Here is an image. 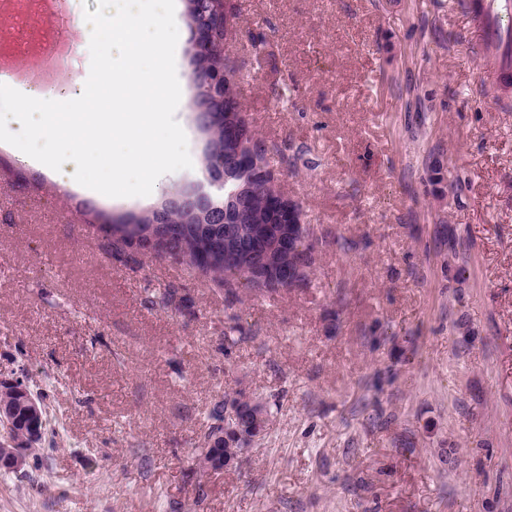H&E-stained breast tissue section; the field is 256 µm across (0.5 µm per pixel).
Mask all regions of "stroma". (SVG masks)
<instances>
[{
    "label": "stroma",
    "mask_w": 512,
    "mask_h": 512,
    "mask_svg": "<svg viewBox=\"0 0 512 512\" xmlns=\"http://www.w3.org/2000/svg\"><path fill=\"white\" fill-rule=\"evenodd\" d=\"M224 47L315 227L305 284L256 294L113 255L105 203L0 151V373L46 393L54 449L0 512H512V87L451 0H234ZM186 149L165 192L207 188ZM174 289L172 305L153 296ZM267 407L241 464L193 470L215 400Z\"/></svg>",
    "instance_id": "stroma-1"
}]
</instances>
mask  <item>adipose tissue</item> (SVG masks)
<instances>
[{
    "label": "adipose tissue",
    "instance_id": "1",
    "mask_svg": "<svg viewBox=\"0 0 512 512\" xmlns=\"http://www.w3.org/2000/svg\"><path fill=\"white\" fill-rule=\"evenodd\" d=\"M76 28L82 43L111 45L122 66L48 101L35 89L12 87L0 112V144H8L19 163L90 197L156 196L178 170L183 137L179 72L187 31L180 8L176 0H112L107 13L81 16ZM138 78L165 89L153 111L141 109L132 88ZM107 87L121 96L123 111L74 110V98L91 102ZM117 136L128 142L119 159L111 148Z\"/></svg>",
    "mask_w": 512,
    "mask_h": 512
}]
</instances>
